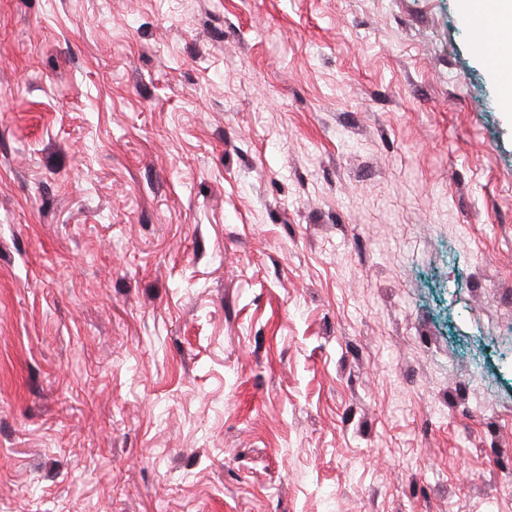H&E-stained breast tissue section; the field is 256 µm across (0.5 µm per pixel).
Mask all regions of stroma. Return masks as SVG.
Listing matches in <instances>:
<instances>
[{"instance_id": "35a3bbf8", "label": "stroma", "mask_w": 512, "mask_h": 512, "mask_svg": "<svg viewBox=\"0 0 512 512\" xmlns=\"http://www.w3.org/2000/svg\"><path fill=\"white\" fill-rule=\"evenodd\" d=\"M460 0H0V512H512V112Z\"/></svg>"}]
</instances>
